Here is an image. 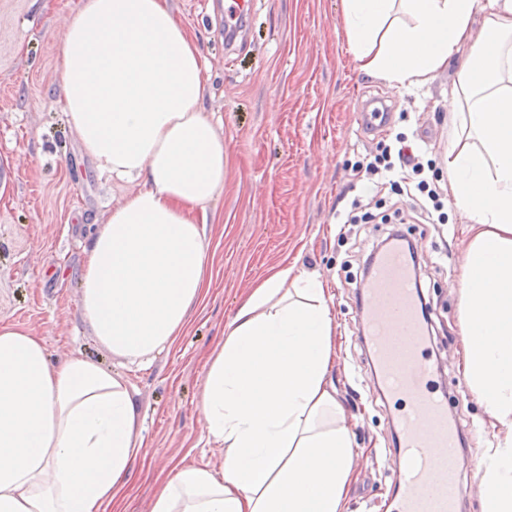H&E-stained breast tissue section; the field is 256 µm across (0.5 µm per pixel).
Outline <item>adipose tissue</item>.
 Returning <instances> with one entry per match:
<instances>
[{"label": "adipose tissue", "instance_id": "obj_1", "mask_svg": "<svg viewBox=\"0 0 512 512\" xmlns=\"http://www.w3.org/2000/svg\"><path fill=\"white\" fill-rule=\"evenodd\" d=\"M364 75L427 83L466 51L451 88L465 140L443 157L469 223L465 374L512 430V0H341ZM482 11L481 30L472 27ZM67 123L100 174L137 189L91 230L79 313L113 355L151 364L209 283L207 224L224 138L205 114L207 60L168 0H82L58 45ZM333 316L317 278L282 267L252 289L207 364L203 436L219 469L178 464L150 512H339L354 451L326 383ZM124 372L50 359L0 325V512H110L143 453ZM485 512H512V448L481 460Z\"/></svg>", "mask_w": 512, "mask_h": 512}]
</instances>
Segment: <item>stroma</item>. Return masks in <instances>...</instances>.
<instances>
[{
	"mask_svg": "<svg viewBox=\"0 0 512 512\" xmlns=\"http://www.w3.org/2000/svg\"><path fill=\"white\" fill-rule=\"evenodd\" d=\"M78 2L0 0V325L43 337L52 359L85 355L114 366L117 358L80 318L78 278L90 226L105 223L134 187L98 176L56 105L58 39ZM169 5L209 62L204 110L220 120L224 192L208 226L210 288L185 335L150 367L125 368L146 416V452L132 463L136 480L123 512H149L176 462L221 466L223 448L200 442L207 355L257 281L290 265L318 276L331 295L335 357L327 383L354 447L341 512H391L397 416L370 370L356 298L363 261L387 227L349 224L345 215L398 209L410 215L401 229L420 255L431 307L432 381L463 430L461 512H482L478 463L512 432L496 423L463 373L469 232L441 163L458 124L454 69L420 88L363 75L344 33L341 0H249L232 44L224 40L223 0ZM371 97L392 107L389 126L374 135L360 116ZM399 134L415 136L432 166L443 202L439 223L412 219L413 204L397 188L368 191L357 173L359 161Z\"/></svg>",
	"mask_w": 512,
	"mask_h": 512,
	"instance_id": "stroma-1",
	"label": "stroma"
}]
</instances>
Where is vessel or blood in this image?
Listing matches in <instances>:
<instances>
[{
	"mask_svg": "<svg viewBox=\"0 0 512 512\" xmlns=\"http://www.w3.org/2000/svg\"><path fill=\"white\" fill-rule=\"evenodd\" d=\"M412 280L400 253L379 256L361 313L370 365L402 422L393 503L395 512H460V427L431 386L428 328Z\"/></svg>",
	"mask_w": 512,
	"mask_h": 512,
	"instance_id": "vessel-or-blood-1",
	"label": "vessel or blood"
}]
</instances>
